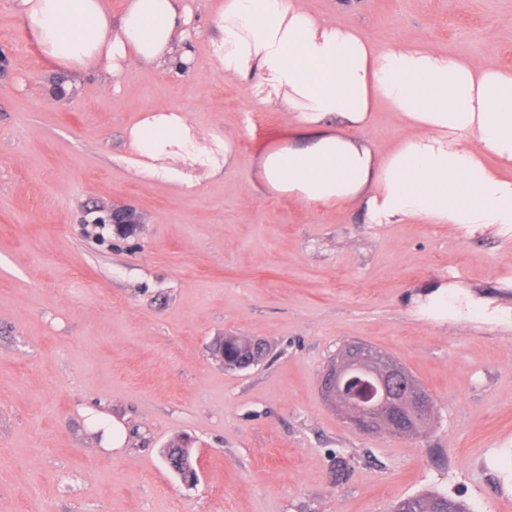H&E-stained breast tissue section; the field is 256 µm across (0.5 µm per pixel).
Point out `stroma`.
Returning a JSON list of instances; mask_svg holds the SVG:
<instances>
[{
	"instance_id": "obj_1",
	"label": "stroma",
	"mask_w": 512,
	"mask_h": 512,
	"mask_svg": "<svg viewBox=\"0 0 512 512\" xmlns=\"http://www.w3.org/2000/svg\"><path fill=\"white\" fill-rule=\"evenodd\" d=\"M313 13L512 70V0H306ZM181 76L53 62L0 0V512H389L426 491L512 512V229L367 224L351 206L266 193L285 113L220 76L206 37ZM179 108L235 162L191 192L136 175L128 129ZM130 208L135 234L106 219ZM267 344L230 371L210 346ZM364 343L431 394L422 436L368 437L324 397ZM129 434L104 445L106 418ZM187 438L186 487L160 450Z\"/></svg>"
}]
</instances>
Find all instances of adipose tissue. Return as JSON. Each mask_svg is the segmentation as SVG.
Here are the masks:
<instances>
[{
    "label": "adipose tissue",
    "mask_w": 512,
    "mask_h": 512,
    "mask_svg": "<svg viewBox=\"0 0 512 512\" xmlns=\"http://www.w3.org/2000/svg\"><path fill=\"white\" fill-rule=\"evenodd\" d=\"M16 8L56 64L53 94L69 92L75 71L113 85L135 65L193 67L187 0H127L117 20L105 0H16ZM209 42L220 73L242 83L251 102L288 115L287 145L257 163L269 193L356 205L369 224L512 226L511 71L401 36L377 45L305 0H223ZM382 104L406 129L383 155L366 135ZM128 138L138 173L185 193L196 183L173 160L213 176L233 153L165 104Z\"/></svg>",
    "instance_id": "obj_1"
}]
</instances>
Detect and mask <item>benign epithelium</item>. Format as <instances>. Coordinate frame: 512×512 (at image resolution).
<instances>
[{
  "mask_svg": "<svg viewBox=\"0 0 512 512\" xmlns=\"http://www.w3.org/2000/svg\"><path fill=\"white\" fill-rule=\"evenodd\" d=\"M110 223L124 234L133 232L138 217L130 208L114 209ZM357 377L367 379L371 394L352 397L348 384ZM325 396L340 409L354 430L368 435L405 436L411 420L433 408L430 393L408 379L405 369L363 344H350L336 357L323 376Z\"/></svg>",
  "mask_w": 512,
  "mask_h": 512,
  "instance_id": "7a95c632",
  "label": "benign epithelium"
}]
</instances>
